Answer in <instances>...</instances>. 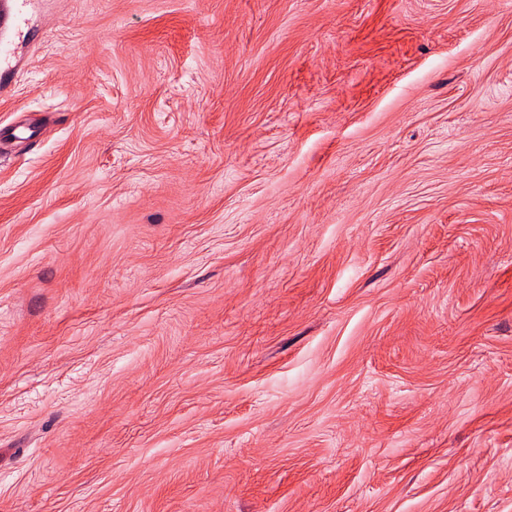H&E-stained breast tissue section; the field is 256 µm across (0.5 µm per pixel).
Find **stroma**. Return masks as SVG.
<instances>
[{
  "instance_id": "stroma-1",
  "label": "stroma",
  "mask_w": 512,
  "mask_h": 512,
  "mask_svg": "<svg viewBox=\"0 0 512 512\" xmlns=\"http://www.w3.org/2000/svg\"><path fill=\"white\" fill-rule=\"evenodd\" d=\"M33 24L0 512H512V0Z\"/></svg>"
}]
</instances>
